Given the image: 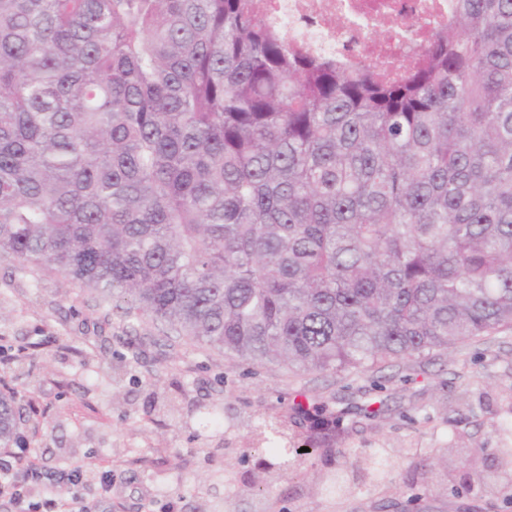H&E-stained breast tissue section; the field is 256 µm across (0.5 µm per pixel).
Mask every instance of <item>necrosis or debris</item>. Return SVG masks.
<instances>
[{"instance_id": "1", "label": "necrosis or debris", "mask_w": 512, "mask_h": 512, "mask_svg": "<svg viewBox=\"0 0 512 512\" xmlns=\"http://www.w3.org/2000/svg\"><path fill=\"white\" fill-rule=\"evenodd\" d=\"M455 0H251L260 21L290 47L349 67L367 57L398 75L422 43L447 29Z\"/></svg>"}]
</instances>
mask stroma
Returning <instances> with one entry per match:
<instances>
[{"mask_svg":"<svg viewBox=\"0 0 512 512\" xmlns=\"http://www.w3.org/2000/svg\"><path fill=\"white\" fill-rule=\"evenodd\" d=\"M0 345L25 351L0 365V384L17 391L19 434L42 471L62 490L74 466L91 489L111 471L97 512H512V487L457 489L470 449L512 448V333L449 355L292 374L159 340L148 319L1 260ZM299 402L341 416L344 433L268 474L265 490L250 486L270 448L305 441ZM264 423L278 429L267 442L255 431ZM365 452L388 458L384 474L321 487Z\"/></svg>","mask_w":512,"mask_h":512,"instance_id":"1","label":"stroma"}]
</instances>
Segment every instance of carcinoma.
Returning a JSON list of instances; mask_svg holds the SVG:
<instances>
[{"mask_svg":"<svg viewBox=\"0 0 512 512\" xmlns=\"http://www.w3.org/2000/svg\"><path fill=\"white\" fill-rule=\"evenodd\" d=\"M0 258L295 374L512 332V0H456L396 81L249 0H0Z\"/></svg>","mask_w":512,"mask_h":512,"instance_id":"obj_1","label":"carcinoma"}]
</instances>
